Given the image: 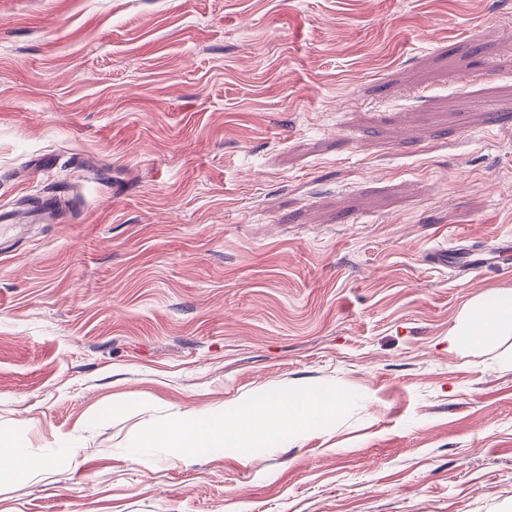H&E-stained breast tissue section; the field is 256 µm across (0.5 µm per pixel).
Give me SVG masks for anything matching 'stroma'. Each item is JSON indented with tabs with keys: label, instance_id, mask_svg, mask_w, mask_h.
<instances>
[{
	"label": "stroma",
	"instance_id": "1",
	"mask_svg": "<svg viewBox=\"0 0 512 512\" xmlns=\"http://www.w3.org/2000/svg\"><path fill=\"white\" fill-rule=\"evenodd\" d=\"M0 512H512V0H0ZM335 392L261 448L139 445ZM505 329H512L511 293L498 295L493 301L478 300L467 311L463 329L449 328L448 345L453 348L461 336L469 343L482 344ZM45 467V462L31 456L17 440L0 438V484L12 482L23 474L33 473Z\"/></svg>",
	"mask_w": 512,
	"mask_h": 512
}]
</instances>
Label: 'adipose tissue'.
<instances>
[{
  "label": "adipose tissue",
  "mask_w": 512,
  "mask_h": 512,
  "mask_svg": "<svg viewBox=\"0 0 512 512\" xmlns=\"http://www.w3.org/2000/svg\"><path fill=\"white\" fill-rule=\"evenodd\" d=\"M505 329H512L511 293L498 295L491 301H477L467 311L464 327L449 328L448 343L453 346L464 340L481 344ZM339 405L336 393L324 392L247 406L229 420L192 413L173 427L146 431L141 445L152 448L163 444L187 458L202 448H248L317 425L335 415ZM44 466V461L31 456L21 442L0 440V484L39 471Z\"/></svg>",
  "instance_id": "ef3b65f1"
}]
</instances>
